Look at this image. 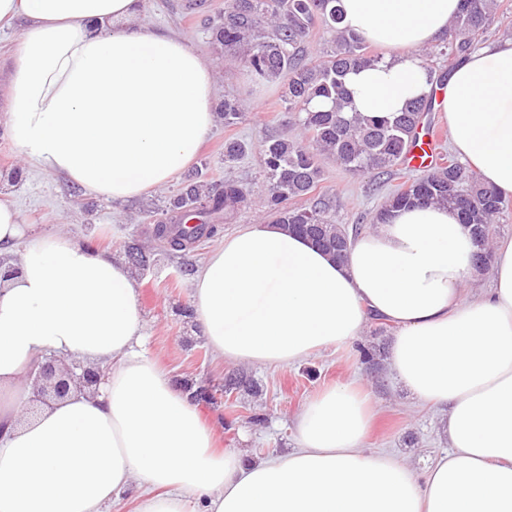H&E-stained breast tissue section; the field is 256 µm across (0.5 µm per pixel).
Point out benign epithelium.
Here are the masks:
<instances>
[{
	"instance_id": "obj_1",
	"label": "benign epithelium",
	"mask_w": 512,
	"mask_h": 512,
	"mask_svg": "<svg viewBox=\"0 0 512 512\" xmlns=\"http://www.w3.org/2000/svg\"><path fill=\"white\" fill-rule=\"evenodd\" d=\"M31 395L30 403L45 404L52 400L59 401L73 391L95 392L102 381V370L89 364H68L60 357L44 356L30 372ZM180 389L189 395L191 401L208 404L214 400L213 393L203 387L193 388V384L185 381Z\"/></svg>"
}]
</instances>
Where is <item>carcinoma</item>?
<instances>
[{
    "instance_id": "obj_1",
    "label": "carcinoma",
    "mask_w": 512,
    "mask_h": 512,
    "mask_svg": "<svg viewBox=\"0 0 512 512\" xmlns=\"http://www.w3.org/2000/svg\"><path fill=\"white\" fill-rule=\"evenodd\" d=\"M339 0H224L222 22L212 28L214 41L238 52L245 68L261 79H278L288 99V110L298 112L301 136L272 137L263 141L261 155L267 180L266 206L272 223L310 239L339 260L347 256L351 236L337 223L336 213L324 198H311L322 176L321 157L351 173L386 172L399 166L424 113L432 108L433 94L408 102L389 116L351 112L347 74L369 66L380 57L369 50L359 34L340 27ZM503 7L499 0H461V8L442 39L448 50V68L439 72L429 64L432 53L423 51V65L431 84H444L461 60L474 51L481 35ZM320 25L331 36L323 60L311 61L304 46L310 28ZM319 101L323 106L317 107ZM230 127L241 119L242 105L226 99L217 108ZM248 199L239 180L226 178L212 186L194 175L182 183L153 220L148 233L169 252L193 249L202 239L214 238L232 223ZM448 204L470 227L479 246V266L491 264L494 219L509 201L485 185L477 173L450 157L435 169L417 172L386 198L377 219L390 210L418 204ZM252 390L241 374L224 380V392Z\"/></svg>"
}]
</instances>
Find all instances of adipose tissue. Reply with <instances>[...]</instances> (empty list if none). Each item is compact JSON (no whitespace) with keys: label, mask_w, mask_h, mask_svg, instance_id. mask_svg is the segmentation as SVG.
Wrapping results in <instances>:
<instances>
[{"label":"adipose tissue","mask_w":512,"mask_h":512,"mask_svg":"<svg viewBox=\"0 0 512 512\" xmlns=\"http://www.w3.org/2000/svg\"><path fill=\"white\" fill-rule=\"evenodd\" d=\"M140 0H0L24 20L8 78L7 134L25 163L85 193L127 201L196 158L216 120L212 65L185 39L128 26ZM341 26L388 56L346 78L354 111L384 115L429 90L417 56L461 0H340ZM443 116L456 153L512 198V39L452 74ZM475 246L456 210L391 211L345 261L280 225L222 238L197 270L194 311L213 352L289 366L361 336L368 315L396 328L390 368L417 401L448 413L449 450L416 472L365 451L366 392L321 391L290 451L244 461L157 360L138 350L144 318L123 258L78 234L34 232L0 197V512H512V240L494 286L460 296ZM106 373L26 415V376L47 351Z\"/></svg>","instance_id":"ef3b65f1"}]
</instances>
